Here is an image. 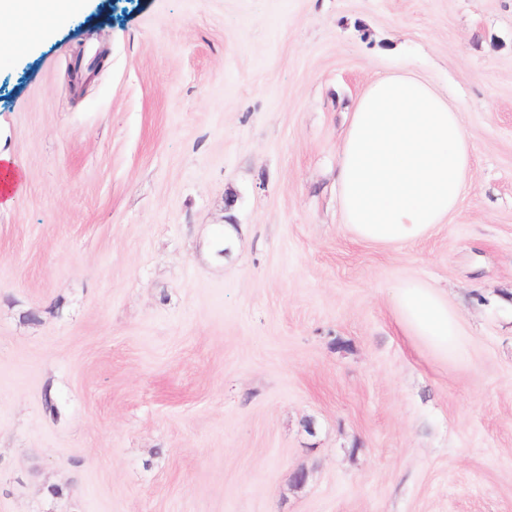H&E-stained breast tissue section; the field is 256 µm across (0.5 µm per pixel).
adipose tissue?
<instances>
[{
	"label": "adipose tissue",
	"mask_w": 512,
	"mask_h": 512,
	"mask_svg": "<svg viewBox=\"0 0 512 512\" xmlns=\"http://www.w3.org/2000/svg\"><path fill=\"white\" fill-rule=\"evenodd\" d=\"M77 0H0V59L24 51ZM472 145L460 107L413 75L373 80L339 147L337 181L347 228L359 240L397 245L446 223L466 191ZM398 320L439 355L463 351L457 312L417 280L393 290Z\"/></svg>",
	"instance_id": "obj_1"
}]
</instances>
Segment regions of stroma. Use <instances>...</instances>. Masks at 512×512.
<instances>
[{
    "mask_svg": "<svg viewBox=\"0 0 512 512\" xmlns=\"http://www.w3.org/2000/svg\"><path fill=\"white\" fill-rule=\"evenodd\" d=\"M400 73L472 180L380 246L336 166ZM0 154V512H512V0H84L0 63ZM408 278L465 357L405 334ZM0 207L9 206L13 197L21 190L22 175L14 170L13 163L7 155L0 154ZM398 320L410 336H418L448 360L463 352L457 312L440 291L418 280H407L393 290Z\"/></svg>",
    "mask_w": 512,
    "mask_h": 512,
    "instance_id": "35a3bbf8",
    "label": "stroma"
}]
</instances>
